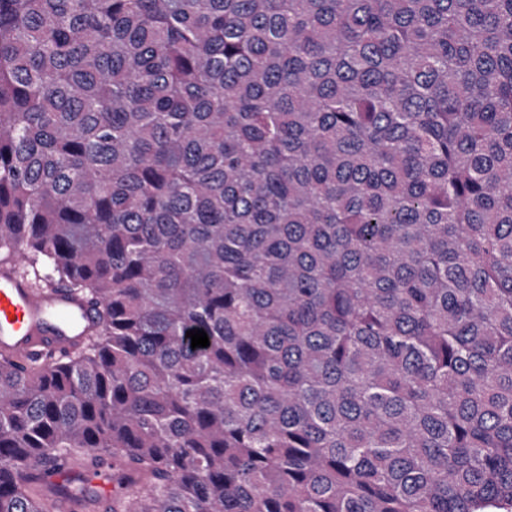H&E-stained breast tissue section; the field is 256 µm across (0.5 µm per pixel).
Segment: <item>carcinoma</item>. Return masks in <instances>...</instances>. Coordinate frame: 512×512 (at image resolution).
<instances>
[{"label":"carcinoma","mask_w":512,"mask_h":512,"mask_svg":"<svg viewBox=\"0 0 512 512\" xmlns=\"http://www.w3.org/2000/svg\"><path fill=\"white\" fill-rule=\"evenodd\" d=\"M15 250L101 330L0 358V512H512V0H0ZM33 469L42 473V482L46 486L65 484L73 487L70 496L57 499L56 512L87 510L90 508L86 507L90 498L95 501L93 506L98 507L110 501L122 490L116 472L112 469V462L93 471L71 463L69 459L62 465L56 464L47 471L40 463H35Z\"/></svg>","instance_id":"carcinoma-1"}]
</instances>
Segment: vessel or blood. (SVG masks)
<instances>
[{"label": "vessel or blood", "mask_w": 512, "mask_h": 512, "mask_svg": "<svg viewBox=\"0 0 512 512\" xmlns=\"http://www.w3.org/2000/svg\"><path fill=\"white\" fill-rule=\"evenodd\" d=\"M94 314L69 288H37L16 261L0 260V356L29 362L56 356L83 344L95 331ZM45 485H69L56 512H84L88 501H110L122 486L111 466L89 471L64 462L42 474Z\"/></svg>", "instance_id": "vessel-or-blood-1"}]
</instances>
